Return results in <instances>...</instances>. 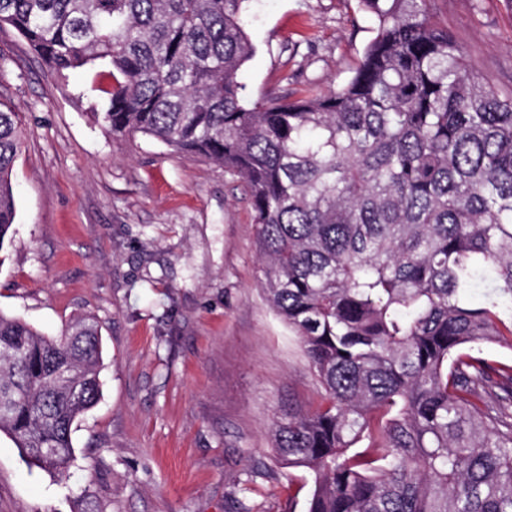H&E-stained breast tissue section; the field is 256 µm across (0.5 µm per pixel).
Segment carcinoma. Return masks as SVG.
Segmentation results:
<instances>
[{
  "mask_svg": "<svg viewBox=\"0 0 512 512\" xmlns=\"http://www.w3.org/2000/svg\"><path fill=\"white\" fill-rule=\"evenodd\" d=\"M247 2L0 0V25L60 78L108 66L112 133L243 184L266 302L321 388L274 424L312 475L304 512H512V364L475 351L512 343V92L426 0H359L376 27L341 88L248 101ZM20 145L0 102V250ZM101 358L92 319L52 338L0 313V434L22 457L66 472Z\"/></svg>",
  "mask_w": 512,
  "mask_h": 512,
  "instance_id": "carcinoma-1",
  "label": "carcinoma"
}]
</instances>
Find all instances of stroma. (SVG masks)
I'll return each instance as SVG.
<instances>
[{
  "mask_svg": "<svg viewBox=\"0 0 512 512\" xmlns=\"http://www.w3.org/2000/svg\"><path fill=\"white\" fill-rule=\"evenodd\" d=\"M477 70L512 89L505 0H428ZM249 100L336 89L375 22L358 0H251ZM103 67L59 82L0 27V101L22 146L17 216L0 248V312L51 336L95 318L97 404L72 427L66 475L20 457L0 434V512H288L311 490L277 463L272 429L308 410L319 384L269 308L250 200L223 167L94 120Z\"/></svg>",
  "mask_w": 512,
  "mask_h": 512,
  "instance_id": "obj_1",
  "label": "stroma"
}]
</instances>
